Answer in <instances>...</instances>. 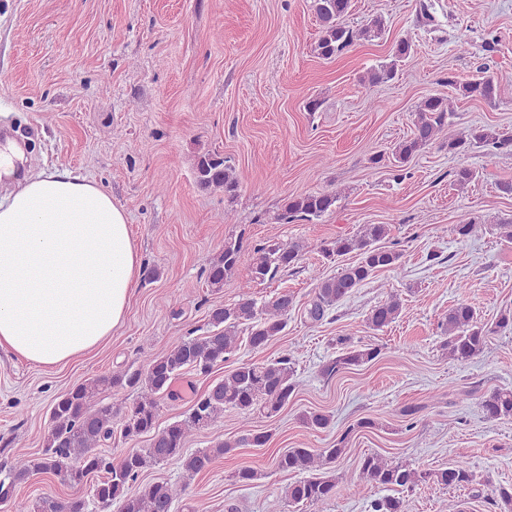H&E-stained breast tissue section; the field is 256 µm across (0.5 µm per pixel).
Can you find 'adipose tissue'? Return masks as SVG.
<instances>
[{"label": "adipose tissue", "instance_id": "ef3b65f1", "mask_svg": "<svg viewBox=\"0 0 512 512\" xmlns=\"http://www.w3.org/2000/svg\"><path fill=\"white\" fill-rule=\"evenodd\" d=\"M140 272L111 194L67 171L25 177L0 203V349L46 369L91 352Z\"/></svg>", "mask_w": 512, "mask_h": 512}]
</instances>
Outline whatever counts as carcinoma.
<instances>
[{
  "label": "carcinoma",
  "instance_id": "carcinoma-1",
  "mask_svg": "<svg viewBox=\"0 0 512 512\" xmlns=\"http://www.w3.org/2000/svg\"><path fill=\"white\" fill-rule=\"evenodd\" d=\"M312 8L319 21V37L314 46L316 55L332 59L358 40L374 41L385 33L382 19H371L358 29L346 24L352 0H313ZM414 56L411 39L402 37L392 46L389 61L368 70V83H386L394 78L400 63ZM489 67L482 64L477 75L466 81L448 76V85L464 98L492 102L497 96V83L488 75ZM452 109L447 100L428 96L422 99L414 119L413 134L398 142L392 150V159L401 168L413 156L432 145L448 129ZM448 154L459 155L473 149L489 154L512 150V131L492 125L470 128L465 135L448 136ZM199 189L224 190V196L233 199L239 181L224 155L216 151L201 154L195 168ZM337 193H314L284 199L279 219L293 221L319 220L336 209ZM480 224L467 217L454 226L457 238L464 240L478 232ZM387 236V225L365 224L359 234L337 237L321 242L319 252L325 259L351 252L358 260L336 276L323 279L315 296L306 308L313 323L325 320L329 310L350 296L376 273L391 270L401 262L402 253L380 245ZM303 245L295 242L268 241L256 249V257L247 269L246 283L264 282L278 273L297 265L303 255ZM240 243L224 242V249L206 270L208 287L220 291L224 281L237 270ZM292 298L281 293L260 301L246 287L230 305H216L208 311V329L203 336H183L169 347L149 356L141 370L114 372L88 379L56 397L50 406L49 426L42 438V452L38 456L18 455L0 467V503L13 496L21 481L35 475L49 474L71 487H89L92 499L101 512H174L175 505L186 487L168 481L139 482L142 473L152 465L175 461L189 477L210 470L224 454L241 446L265 447L271 434L260 429H248L240 438L219 439L204 450L187 452L186 442L194 430L216 422L224 409L243 414L244 424L255 418L276 416L293 397L296 390L293 356L286 352L277 358L255 363L243 361L226 371L224 377L212 382L195 396L181 420L164 428L158 427L161 400L173 396V383L181 376L193 373L207 376L224 364L238 347L239 326H246L247 342L251 349H265L288 324ZM401 300L392 295L374 306L366 323L374 331H381L399 316ZM443 340L441 347L452 359L467 362L481 354L487 339L495 332L512 330V312L503 311L493 323L478 318L475 310L461 301L448 309L440 322ZM380 350L375 347L351 346L342 354L326 361L321 374L332 377L339 372L375 360ZM130 388L137 396L130 403H106L104 396ZM484 415L491 419L512 418V390L493 389L480 402ZM302 423L312 431L325 429L330 417L321 412L302 416ZM122 438L137 440L149 436L148 447L132 451L119 459L105 447L112 443L115 431ZM345 439L336 446L320 452L312 448H288L273 461L282 473H298L301 478L284 490V498L291 508L317 506L341 494L333 476H322L318 471L338 461L345 453ZM360 475L366 481L385 489L388 494L372 499L368 512H407V502L401 493L419 485L432 483L443 488L466 487L475 481L469 463L458 459L445 468L430 469L423 465L393 464L378 454H366L360 459ZM486 503L498 512H512V486H498L486 497ZM82 497L39 499L33 512H85Z\"/></svg>",
  "mask_w": 512,
  "mask_h": 512
}]
</instances>
